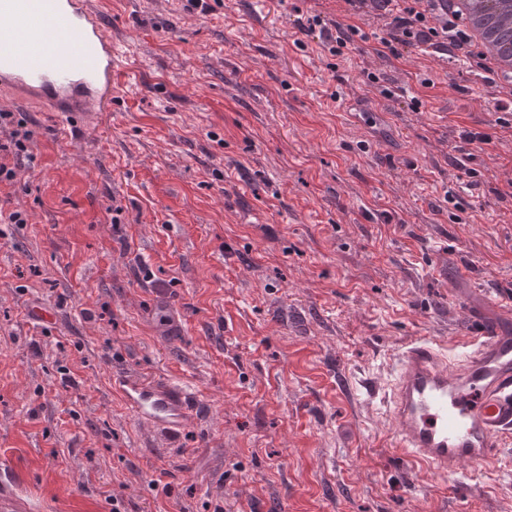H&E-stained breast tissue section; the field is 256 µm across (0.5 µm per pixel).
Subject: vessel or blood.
<instances>
[{
	"label": "vessel or blood",
	"mask_w": 512,
	"mask_h": 512,
	"mask_svg": "<svg viewBox=\"0 0 512 512\" xmlns=\"http://www.w3.org/2000/svg\"><path fill=\"white\" fill-rule=\"evenodd\" d=\"M48 104L71 116L112 106V39L87 0H0V99ZM464 350L422 339L397 357L384 399L395 447L412 467L463 475L512 433V330L474 318ZM126 407L167 434L191 412L181 386L116 377ZM0 512H51L34 484L0 457Z\"/></svg>",
	"instance_id": "b4317fda"
}]
</instances>
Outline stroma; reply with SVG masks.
<instances>
[{"instance_id": "stroma-1", "label": "stroma", "mask_w": 512, "mask_h": 512, "mask_svg": "<svg viewBox=\"0 0 512 512\" xmlns=\"http://www.w3.org/2000/svg\"><path fill=\"white\" fill-rule=\"evenodd\" d=\"M92 2L111 111L0 103L34 132L0 186V453L56 512H512V437L418 474L366 393L409 343L512 318V96L379 55L348 0ZM314 15L358 27L343 55ZM123 374L189 389L185 430ZM114 386L126 407L141 421L167 434L179 432L191 412V396L181 386L120 375Z\"/></svg>"}]
</instances>
